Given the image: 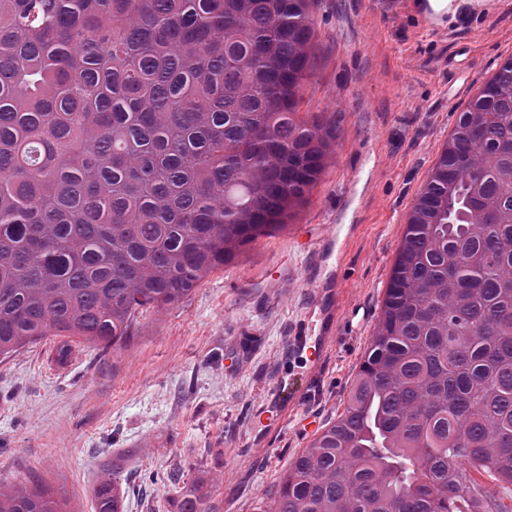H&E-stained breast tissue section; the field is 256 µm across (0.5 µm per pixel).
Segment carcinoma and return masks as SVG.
Instances as JSON below:
<instances>
[{
  "label": "carcinoma",
  "instance_id": "obj_1",
  "mask_svg": "<svg viewBox=\"0 0 512 512\" xmlns=\"http://www.w3.org/2000/svg\"><path fill=\"white\" fill-rule=\"evenodd\" d=\"M312 0H0V357L123 344L285 224L336 118L300 111ZM124 459L95 512H124ZM176 512H216L207 479ZM0 512H68L0 481ZM268 512H512V59L409 213L346 406Z\"/></svg>",
  "mask_w": 512,
  "mask_h": 512
}]
</instances>
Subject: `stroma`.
Here are the masks:
<instances>
[{
    "instance_id": "stroma-1",
    "label": "stroma",
    "mask_w": 512,
    "mask_h": 512,
    "mask_svg": "<svg viewBox=\"0 0 512 512\" xmlns=\"http://www.w3.org/2000/svg\"><path fill=\"white\" fill-rule=\"evenodd\" d=\"M312 17L302 109L338 121L318 182L180 304L140 313L121 346L59 366L49 336L0 359V480L46 482L94 512L121 456L125 512H173L179 490L145 480L173 467L184 486L212 480L220 512H265L311 438L303 419L322 428L343 411L410 207L458 112L512 57V0H467L437 24L416 0H314ZM325 329L320 362L294 360L292 336Z\"/></svg>"
}]
</instances>
